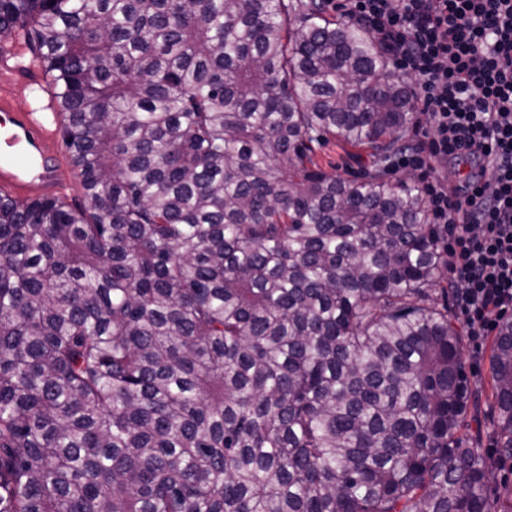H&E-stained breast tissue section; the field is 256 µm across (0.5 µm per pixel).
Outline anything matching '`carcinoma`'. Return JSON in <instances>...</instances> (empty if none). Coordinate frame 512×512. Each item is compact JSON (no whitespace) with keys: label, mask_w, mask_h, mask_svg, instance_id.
<instances>
[{"label":"carcinoma","mask_w":512,"mask_h":512,"mask_svg":"<svg viewBox=\"0 0 512 512\" xmlns=\"http://www.w3.org/2000/svg\"><path fill=\"white\" fill-rule=\"evenodd\" d=\"M85 205L0 190V512H512L409 81L325 0H0ZM336 138L362 180L323 170ZM512 457V320L491 355Z\"/></svg>","instance_id":"carcinoma-1"}]
</instances>
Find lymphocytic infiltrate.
Masks as SVG:
<instances>
[{"instance_id": "1", "label": "lymphocytic infiltrate", "mask_w": 512, "mask_h": 512, "mask_svg": "<svg viewBox=\"0 0 512 512\" xmlns=\"http://www.w3.org/2000/svg\"><path fill=\"white\" fill-rule=\"evenodd\" d=\"M411 78L422 136L395 166L430 173L424 185L457 287L454 309L471 339L512 311V0H339ZM471 159L465 188L439 173Z\"/></svg>"}]
</instances>
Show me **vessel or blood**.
<instances>
[{
  "label": "vessel or blood",
  "instance_id": "1",
  "mask_svg": "<svg viewBox=\"0 0 512 512\" xmlns=\"http://www.w3.org/2000/svg\"><path fill=\"white\" fill-rule=\"evenodd\" d=\"M0 113L10 124L0 136V184L25 197L53 192L61 169L52 149L53 131L46 114L16 112L0 99Z\"/></svg>",
  "mask_w": 512,
  "mask_h": 512
}]
</instances>
